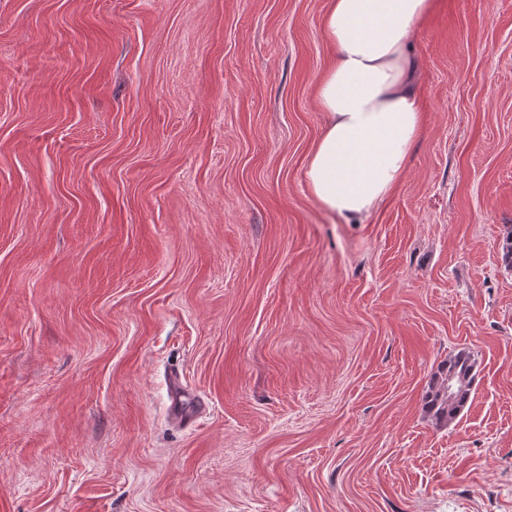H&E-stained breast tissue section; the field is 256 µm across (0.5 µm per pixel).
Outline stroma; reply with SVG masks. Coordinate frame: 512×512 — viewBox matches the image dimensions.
Wrapping results in <instances>:
<instances>
[{
	"label": "stroma",
	"instance_id": "1",
	"mask_svg": "<svg viewBox=\"0 0 512 512\" xmlns=\"http://www.w3.org/2000/svg\"><path fill=\"white\" fill-rule=\"evenodd\" d=\"M325 8L0 0V512H512V0H435L359 224L304 178ZM476 378V362L469 351L449 355L430 381L425 395L428 413L440 423L454 422L468 404ZM453 384L456 388L448 395Z\"/></svg>",
	"mask_w": 512,
	"mask_h": 512
}]
</instances>
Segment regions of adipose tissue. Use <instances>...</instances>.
<instances>
[{"label":"adipose tissue","instance_id":"adipose-tissue-1","mask_svg":"<svg viewBox=\"0 0 512 512\" xmlns=\"http://www.w3.org/2000/svg\"><path fill=\"white\" fill-rule=\"evenodd\" d=\"M433 0H328L323 32L337 51L315 85L323 130L304 178L324 213L368 217L403 178L422 125L410 39Z\"/></svg>","mask_w":512,"mask_h":512}]
</instances>
